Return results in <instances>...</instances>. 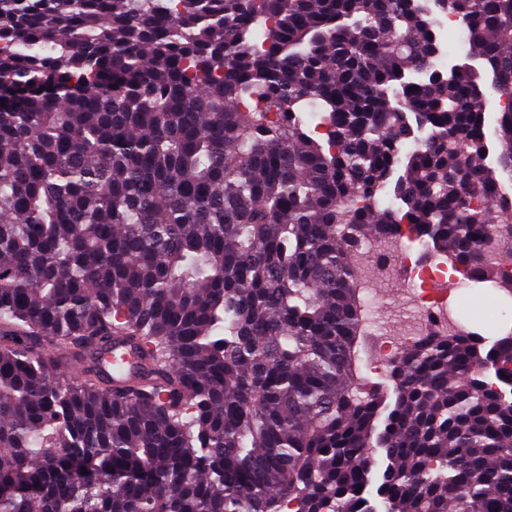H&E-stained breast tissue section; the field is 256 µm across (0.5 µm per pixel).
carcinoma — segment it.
Listing matches in <instances>:
<instances>
[{
  "instance_id": "1",
  "label": "carcinoma",
  "mask_w": 512,
  "mask_h": 512,
  "mask_svg": "<svg viewBox=\"0 0 512 512\" xmlns=\"http://www.w3.org/2000/svg\"><path fill=\"white\" fill-rule=\"evenodd\" d=\"M435 2L494 167L420 0H0V512H512V334L358 387L357 238L512 294V0ZM428 1L425 2L426 6L434 13L436 29L438 30L441 40H440V64L445 66L448 62V66L454 64H463L468 63L473 66L475 69L479 71L482 76L481 83L483 85V90L486 95V132L488 136V140L490 142V153L486 160L488 164L495 166V156H496V137L495 130L497 127V118L499 111H494L491 108L494 107V102L498 100V95L492 88L491 85V75L486 72L482 66V62L480 59L474 58L470 56L469 46L467 42H462L457 47H448V30L455 33L458 40H463L464 29L461 27L460 23L453 16L448 14L446 11H439L435 4L432 2L433 0H422ZM120 359L124 367L115 370L113 365ZM101 366L112 375V380L119 383L136 377L141 372L142 359L140 354L128 344L114 343L112 348L102 354L99 360Z\"/></svg>"
}]
</instances>
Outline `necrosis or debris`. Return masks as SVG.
Returning <instances> with one entry per match:
<instances>
[{
    "label": "necrosis or debris",
    "mask_w": 512,
    "mask_h": 512,
    "mask_svg": "<svg viewBox=\"0 0 512 512\" xmlns=\"http://www.w3.org/2000/svg\"><path fill=\"white\" fill-rule=\"evenodd\" d=\"M424 239V234L404 225L393 237L363 240L355 247L369 302L368 333L374 340L369 373L387 375L391 361L419 336L436 328H453L447 299L436 287L446 279L449 267L428 253ZM398 278L404 288L394 289V299L381 298L380 289L394 288Z\"/></svg>",
    "instance_id": "4bbe7bcc"
}]
</instances>
